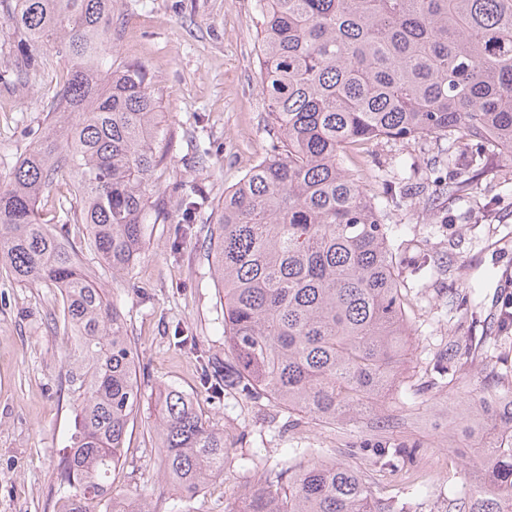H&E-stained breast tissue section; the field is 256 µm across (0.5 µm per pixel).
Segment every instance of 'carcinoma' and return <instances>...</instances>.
<instances>
[{"label":"carcinoma","mask_w":512,"mask_h":512,"mask_svg":"<svg viewBox=\"0 0 512 512\" xmlns=\"http://www.w3.org/2000/svg\"><path fill=\"white\" fill-rule=\"evenodd\" d=\"M114 0H0L13 50L0 83L67 63L50 121L0 177V272L59 290L49 328L73 337L67 386L76 405L57 467L61 512H152L116 492L139 407L138 356L120 310L69 245L84 227L114 275L129 272L151 225L164 164L157 97L146 71L112 68ZM262 93L281 136L224 198L193 187L182 202L216 212L204 248L224 302L231 359L209 363L229 385L290 414L347 424L381 414L404 367L405 285L379 200L355 176L362 145L447 137L512 154V0H257ZM483 416L470 493L448 512H512V395L450 409ZM157 456L186 497L224 478V434L175 388L162 394ZM274 473L229 512H408L365 476L316 450Z\"/></svg>","instance_id":"carcinoma-1"}]
</instances>
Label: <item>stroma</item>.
<instances>
[{
	"label": "stroma",
	"mask_w": 512,
	"mask_h": 512,
	"mask_svg": "<svg viewBox=\"0 0 512 512\" xmlns=\"http://www.w3.org/2000/svg\"><path fill=\"white\" fill-rule=\"evenodd\" d=\"M256 0H116L113 60L143 65L157 93L167 167L157 172L167 219L154 225L127 275L114 278L89 250L80 257L122 313L140 357V405L130 422L120 486L152 512H226L270 472L298 464L301 448L364 473L373 494L407 502L411 512H447L469 488V458L448 445V409L512 385V157L488 152L479 173L448 167L447 139L376 140L362 150L358 174L383 194L382 216L395 226L398 274L411 323L404 375L379 418L328 424L289 415L267 397L237 389L213 398L203 370L224 359V307L203 248L214 215L185 223L176 184L219 200L279 134L259 84ZM65 65L22 87L0 86V156L13 161L43 134V109ZM179 247H172V240ZM469 294L471 322L452 305ZM58 292L28 288L0 274V512H59L57 466L74 429L65 381L69 336L49 330ZM192 337L179 345L176 330ZM484 337L481 345L472 344ZM454 362V384L437 372ZM182 391L224 434L223 479L187 501L163 478L153 449L159 396ZM415 446L388 461L380 448Z\"/></svg>",
	"instance_id": "obj_1"
}]
</instances>
